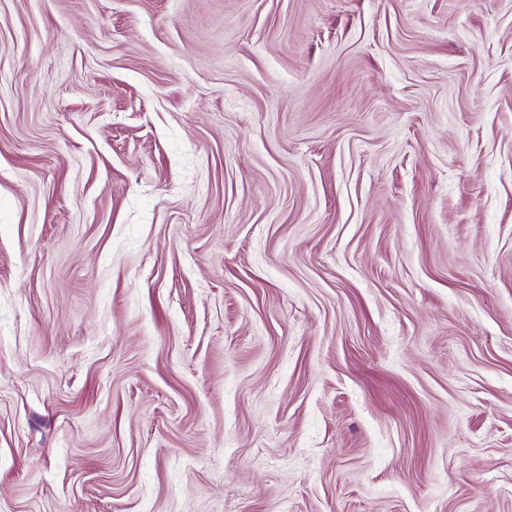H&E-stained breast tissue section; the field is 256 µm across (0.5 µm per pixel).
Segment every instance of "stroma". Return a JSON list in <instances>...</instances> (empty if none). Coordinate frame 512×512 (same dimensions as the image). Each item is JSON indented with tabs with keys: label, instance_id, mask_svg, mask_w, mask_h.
<instances>
[{
	"label": "stroma",
	"instance_id": "1",
	"mask_svg": "<svg viewBox=\"0 0 512 512\" xmlns=\"http://www.w3.org/2000/svg\"><path fill=\"white\" fill-rule=\"evenodd\" d=\"M0 512H512V0H0Z\"/></svg>",
	"mask_w": 512,
	"mask_h": 512
}]
</instances>
